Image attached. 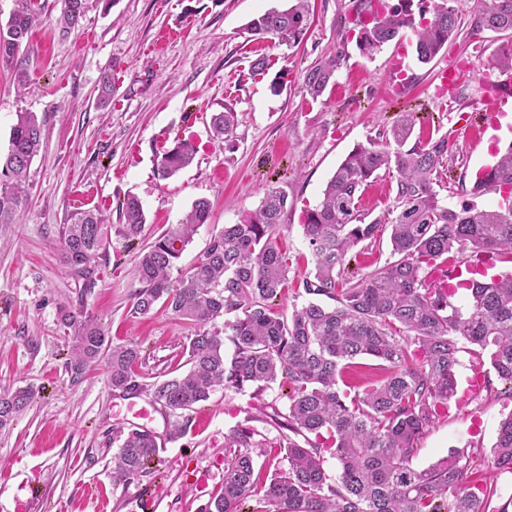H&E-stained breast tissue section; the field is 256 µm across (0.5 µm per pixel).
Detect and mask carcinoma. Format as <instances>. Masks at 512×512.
Masks as SVG:
<instances>
[{"label": "carcinoma", "instance_id": "obj_1", "mask_svg": "<svg viewBox=\"0 0 512 512\" xmlns=\"http://www.w3.org/2000/svg\"><path fill=\"white\" fill-rule=\"evenodd\" d=\"M418 11H413V3ZM452 0H398L385 12L371 13V0H357L356 46L372 57L409 29L419 62H431L457 36L463 22ZM89 0H61L56 23L61 36L79 26ZM307 0L286 10H270L252 20L251 35L293 48L308 25ZM39 14L31 0H17L6 25H0V63L26 75L19 53ZM471 28L509 34L481 64L482 80L512 87V0H476ZM337 57L321 58L302 71L301 89L311 100L335 81ZM112 70L104 71L97 100L112 97ZM416 113L401 112L379 139L358 144L336 168L317 205L302 224L312 259V276L302 282L309 300L291 314L278 308L288 285V255L279 229L292 203L270 188L259 206L238 224H226L206 251L177 282L171 270L199 225L210 217L201 198L178 224L162 231L139 252V288L130 307L133 317L162 306L193 325L186 351L187 372L148 384L135 369L140 346L109 344L92 317L65 311L61 326L68 343L65 368L72 381L82 379L100 360L107 362L112 391L128 398L148 392L156 404L176 416L172 437L184 432L185 412L209 398L217 386L259 393L277 379L287 383L286 464L266 482L255 476L253 453L262 447L255 430L240 425L225 436L232 457L224 459V482L195 512H512V498L497 507V486L469 480L472 461L455 451L426 469L412 460L419 441L456 394L459 344L489 350L498 376L512 381V275L488 280L465 279L456 287L469 291L467 310L451 302L452 293L431 280L435 271L451 278L467 265L466 253L492 252L512 262V197L498 207L467 203L448 207L436 186L448 169V139L418 140L410 148ZM234 112L211 117L213 137L231 140ZM45 133L32 112L17 113L9 149L0 155V224L14 223L28 200L27 177ZM196 147L178 140L165 150L158 174L168 178L188 167ZM384 172L395 179L394 203L371 216L361 207L370 182ZM512 191V145L483 169L471 188L475 198ZM123 234L138 237L147 224L141 201L127 195L119 204ZM390 231L391 258L365 274L348 269V254L376 244ZM63 262L84 287L97 284L98 259L107 234L102 214L86 210L62 225ZM453 262H448L449 258ZM330 300L334 305L328 306ZM224 332L212 328L229 314ZM233 345L226 356L224 340ZM369 357L383 375L359 389L338 387V378ZM31 386L0 390V430L7 429L34 401ZM333 452L340 471L329 479L323 454ZM157 437L131 428L119 435L112 455V481L128 487L151 472L159 457ZM492 467L512 473V414L499 424Z\"/></svg>", "mask_w": 512, "mask_h": 512}]
</instances>
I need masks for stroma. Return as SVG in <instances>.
I'll return each mask as SVG.
<instances>
[{"label": "stroma", "instance_id": "obj_1", "mask_svg": "<svg viewBox=\"0 0 512 512\" xmlns=\"http://www.w3.org/2000/svg\"><path fill=\"white\" fill-rule=\"evenodd\" d=\"M33 3L42 21L22 47L26 85L17 83L13 68L0 65V152L8 150L18 112L36 113L45 130L30 168L28 203L14 223L0 224V387L36 390L29 409L0 431V512H19L33 488L39 498L30 512H133L143 495L153 502L151 512H195L221 485L229 453L224 438L243 421L265 439L256 474L266 480L280 466L282 432L270 416L286 412V386L271 384L258 396L249 388L216 387L191 412L185 435L169 439L173 415L150 394L127 399L114 393L106 362L72 382L64 367L61 310L95 316L113 343H138V370L147 381L186 372L190 325L164 310L129 314L139 286L136 256L204 198L210 218L179 261L188 268L224 225L255 210L271 187L292 203L282 218L290 285L283 308L302 305L296 289L313 270L301 228L306 210L319 202L354 146L377 138L406 108L417 112L414 137L448 139L440 192L445 204L470 202L476 173L512 143V133L501 137L485 128L480 115L488 96L475 71L501 37L486 30L478 42L459 33L425 66L406 38L363 57L352 0H310L307 34L291 49L246 31L252 19L288 8L290 0H91L80 27L65 39L54 27L59 0ZM336 49L342 55L335 84L318 101L309 100L301 91L302 69ZM261 56L269 58V71L251 74V62ZM398 62L407 82L397 91L388 73ZM462 62L474 71L461 98L437 96L439 72ZM107 69L115 82L111 102L102 106L97 85ZM283 69L288 86L272 95L269 84ZM227 107L237 126L232 141L221 143L212 138L210 117ZM184 137L198 145L195 160L172 177H159L163 149ZM128 194L139 198L147 218L133 240L123 235L117 210ZM87 209L99 211L108 227L99 280L89 291L58 247L61 224ZM458 359L459 390L476 374L488 386L429 428L412 465L425 469L464 448L476 477L494 479L502 498L512 497V474L490 464L498 425L512 412L503 396L512 382L498 376L489 355L464 350ZM141 411L146 419H138ZM140 424L161 438L163 464L129 487L113 486L117 435Z\"/></svg>", "mask_w": 512, "mask_h": 512}]
</instances>
